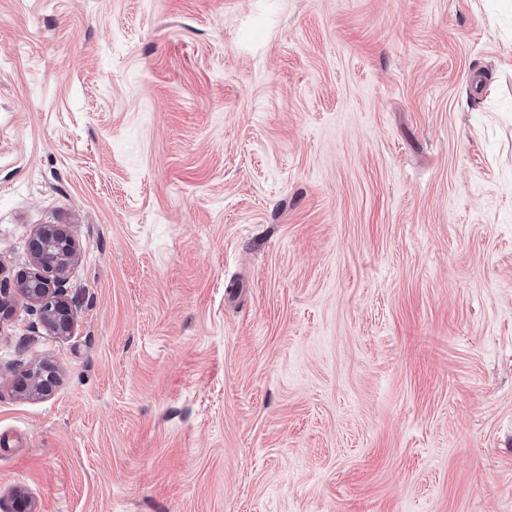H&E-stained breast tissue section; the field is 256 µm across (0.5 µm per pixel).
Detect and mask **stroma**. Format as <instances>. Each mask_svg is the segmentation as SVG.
I'll return each mask as SVG.
<instances>
[{
    "mask_svg": "<svg viewBox=\"0 0 512 512\" xmlns=\"http://www.w3.org/2000/svg\"><path fill=\"white\" fill-rule=\"evenodd\" d=\"M46 224L0 512H512V0H0L5 280ZM30 267L22 272L15 288L0 284L1 308L16 298L39 306L47 328L58 336L69 334L72 313L61 298L65 275L76 258L73 238L56 225H43L32 237ZM26 391L39 397L49 396L56 383L54 368L49 364H42L26 373Z\"/></svg>",
    "mask_w": 512,
    "mask_h": 512,
    "instance_id": "obj_1",
    "label": "stroma"
}]
</instances>
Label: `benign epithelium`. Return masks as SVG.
<instances>
[{
	"mask_svg": "<svg viewBox=\"0 0 512 512\" xmlns=\"http://www.w3.org/2000/svg\"><path fill=\"white\" fill-rule=\"evenodd\" d=\"M76 258L73 238L52 224L42 226L32 237L30 267L22 272L15 288L0 285V308L16 297L39 306L47 328L58 336L69 334L72 313L61 298L65 275ZM26 391L39 397L50 395L56 383L54 368L42 364L26 373Z\"/></svg>",
	"mask_w": 512,
	"mask_h": 512,
	"instance_id": "7a95c632",
	"label": "benign epithelium"
}]
</instances>
